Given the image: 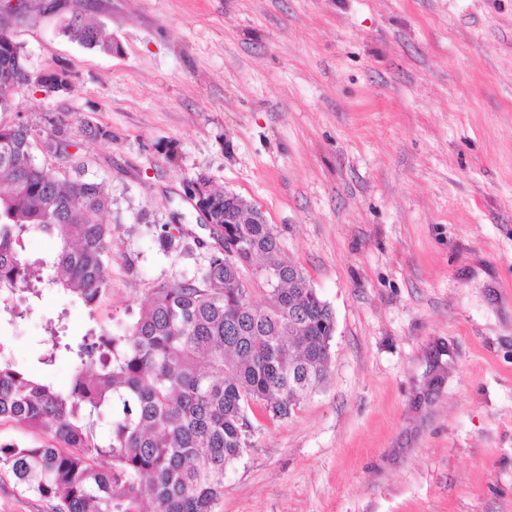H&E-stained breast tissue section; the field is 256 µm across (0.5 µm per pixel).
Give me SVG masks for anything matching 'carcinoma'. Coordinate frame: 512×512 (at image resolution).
Instances as JSON below:
<instances>
[{
  "instance_id": "obj_1",
  "label": "carcinoma",
  "mask_w": 512,
  "mask_h": 512,
  "mask_svg": "<svg viewBox=\"0 0 512 512\" xmlns=\"http://www.w3.org/2000/svg\"><path fill=\"white\" fill-rule=\"evenodd\" d=\"M64 17L70 40L120 51L101 26ZM35 82L70 88L64 68L36 76L0 26V112L9 91ZM30 127L0 125V302L7 323L33 310L41 289L96 304L108 289L111 199L101 184L62 179L34 161ZM222 243L194 280L160 283L119 335L88 330L64 344L70 383H53L0 359V420L48 431L58 446L0 445V470L54 512H216L226 471L249 448L250 415L289 417L326 378L335 331L329 305L301 269L281 258L273 225L226 224L244 199L201 176L187 188ZM56 240L50 259L31 260L24 239ZM263 260L267 302L253 305L241 268ZM108 440L97 439L98 420Z\"/></svg>"
}]
</instances>
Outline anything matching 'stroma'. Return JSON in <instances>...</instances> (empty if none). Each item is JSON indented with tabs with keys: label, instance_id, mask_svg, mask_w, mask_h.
I'll return each instance as SVG.
<instances>
[{
	"label": "stroma",
	"instance_id": "stroma-1",
	"mask_svg": "<svg viewBox=\"0 0 512 512\" xmlns=\"http://www.w3.org/2000/svg\"><path fill=\"white\" fill-rule=\"evenodd\" d=\"M48 2L10 29L72 87L16 86L0 124L62 177L44 143L79 144L112 262L94 307L46 289L0 327L6 358L66 385L69 354L37 361L55 339L119 333L193 280L220 250L185 194L203 175L264 213L335 317L322 386L253 417L217 512H512V0ZM75 11L121 53L63 36ZM0 512L53 506L0 471Z\"/></svg>",
	"mask_w": 512,
	"mask_h": 512
}]
</instances>
